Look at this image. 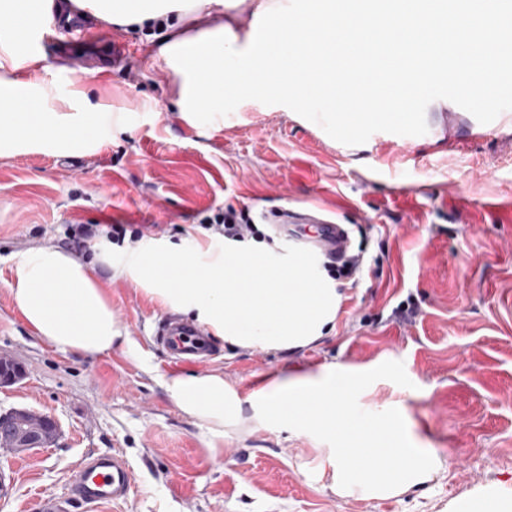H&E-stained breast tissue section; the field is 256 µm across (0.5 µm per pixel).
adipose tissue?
<instances>
[{"mask_svg": "<svg viewBox=\"0 0 512 512\" xmlns=\"http://www.w3.org/2000/svg\"><path fill=\"white\" fill-rule=\"evenodd\" d=\"M250 8L254 27L239 31L235 11ZM176 15L158 56L183 75V112H220L224 84L252 98L256 80L270 86L280 105L317 94L316 113L347 140L361 125H404L414 120L406 104L426 87L438 63L412 51L434 33L452 52L448 73L458 94L471 99L512 87L499 79L493 36L512 38V12L501 0H0V136L10 141H69L87 136L106 112L83 93L61 100L43 56L32 43L74 17L121 27ZM367 45L382 40L391 55L363 54L337 70L336 40ZM359 112H351V105ZM82 110L81 126L65 113ZM117 276L147 286L164 306L194 314L225 344L242 349L296 350L329 332L342 294L318 264L259 243L225 241L222 255L200 249L162 250L141 243L127 251ZM10 292L17 311L42 339L81 355L111 351L121 331L112 301L77 256L51 244L12 260ZM360 371L323 367L291 374L243 397L217 374H174L163 384L188 415L223 437L244 409L259 423L310 430L324 442L321 474L342 497L387 498L431 482L442 463L435 452L412 447L394 417L358 419L349 413Z\"/></svg>", "mask_w": 512, "mask_h": 512, "instance_id": "ef3b65f1", "label": "adipose tissue"}]
</instances>
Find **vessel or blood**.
<instances>
[{
    "instance_id": "b4317fda",
    "label": "vessel or blood",
    "mask_w": 512,
    "mask_h": 512,
    "mask_svg": "<svg viewBox=\"0 0 512 512\" xmlns=\"http://www.w3.org/2000/svg\"><path fill=\"white\" fill-rule=\"evenodd\" d=\"M262 222L276 231L322 254L341 257L351 247L349 230L341 224L320 219L315 208L302 212L285 210L261 214ZM153 337L166 354L177 361L204 363L214 351L206 332L176 316L162 317ZM73 495L90 505H115L125 502L133 490L132 471L123 456L116 453H91L85 456L73 474Z\"/></svg>"
}]
</instances>
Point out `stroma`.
<instances>
[{
	"instance_id": "35a3bbf8",
	"label": "stroma",
	"mask_w": 512,
	"mask_h": 512,
	"mask_svg": "<svg viewBox=\"0 0 512 512\" xmlns=\"http://www.w3.org/2000/svg\"><path fill=\"white\" fill-rule=\"evenodd\" d=\"M162 33L117 30L91 19L34 42L60 93L80 88L108 102L120 125L55 149L0 148V354L25 369L0 388V413L54 416L49 447L0 454V512H97L72 498L90 452H120L134 489L107 512H452L478 490L512 484V95L475 102L445 74L416 101L410 125H366L359 147L313 123L315 101L271 110L224 94V109L182 115L180 80L157 55ZM73 156L77 167L62 163ZM318 204L364 245L335 327L300 351H243L214 339L206 364L168 361L150 333L167 309L129 277L111 276L97 237L73 224H153L156 244L221 251L200 220L225 208ZM51 243L104 282L128 343L80 356L46 342L16 310L11 258ZM413 300L415 322L397 306ZM371 368L354 409L404 413L414 442L433 449L439 476L387 499L342 498L318 478V443L242 417L212 437L183 412L162 379L218 374L240 395L272 379L329 364Z\"/></svg>"
}]
</instances>
